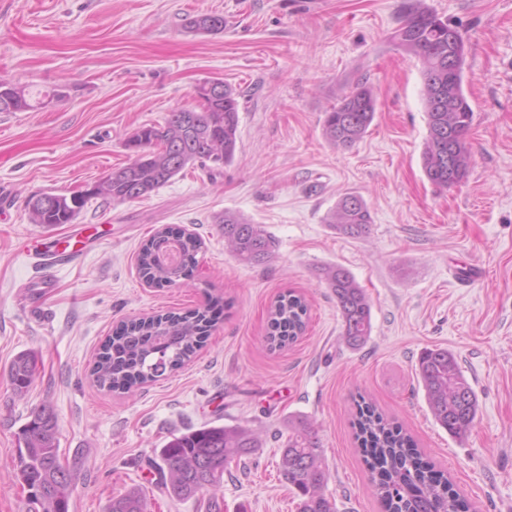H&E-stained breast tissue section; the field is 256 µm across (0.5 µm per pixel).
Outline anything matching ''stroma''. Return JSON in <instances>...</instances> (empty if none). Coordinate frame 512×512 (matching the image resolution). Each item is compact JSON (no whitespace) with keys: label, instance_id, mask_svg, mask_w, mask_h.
<instances>
[{"label":"stroma","instance_id":"35a3bbf8","mask_svg":"<svg viewBox=\"0 0 512 512\" xmlns=\"http://www.w3.org/2000/svg\"><path fill=\"white\" fill-rule=\"evenodd\" d=\"M422 1L468 48L470 162L448 189L422 168L421 64L391 39L415 0H0V76L69 88L45 109L0 112V512H27L16 435L44 404L77 470L69 512H107L135 487L150 512H205L172 500L150 461L172 436L206 424L245 425L264 439L225 472L224 512H296L279 473L292 417L318 428L339 512H382L351 426L361 395L403 425L469 512H512V0ZM206 13L223 14V33L187 29ZM208 78L239 95L233 162L213 179L186 170L132 202L90 200L77 221L99 243L27 299L22 286L40 267L19 245L43 228L29 222L26 199L83 191L131 162L128 137L198 107L195 89ZM360 81L377 111L342 149L324 137V113ZM347 193L370 210L365 236L326 222ZM227 211L275 237L269 261L244 264L225 249L215 218ZM165 226L204 245L191 280L156 288L137 255ZM329 265L348 269L371 303L360 347L345 343L318 277ZM289 290L305 298L308 326L273 350L267 311ZM212 296L225 302L223 318L181 368L131 392L94 383L100 348L123 322L184 314ZM435 347L455 354L476 393L462 442L434 419L418 375L421 351ZM26 350L40 356L39 378L18 396L8 373Z\"/></svg>","mask_w":512,"mask_h":512}]
</instances>
